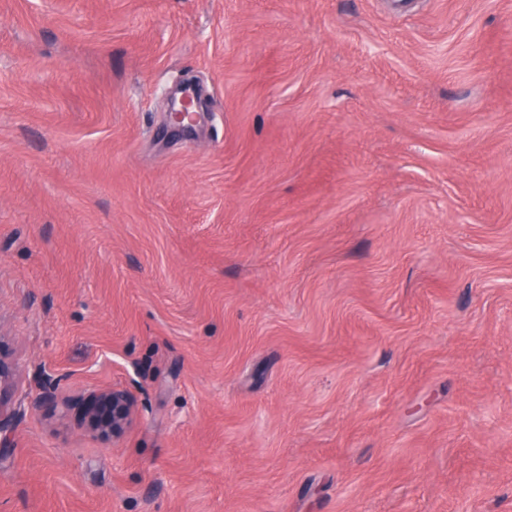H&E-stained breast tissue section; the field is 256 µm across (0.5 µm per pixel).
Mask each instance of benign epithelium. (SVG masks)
<instances>
[{"label": "benign epithelium", "instance_id": "obj_1", "mask_svg": "<svg viewBox=\"0 0 512 512\" xmlns=\"http://www.w3.org/2000/svg\"><path fill=\"white\" fill-rule=\"evenodd\" d=\"M171 125L182 130L194 127L200 117L201 103L187 95L171 96ZM63 408L75 413L92 433L118 440L132 424L134 398L123 388L93 391L86 396L62 401Z\"/></svg>", "mask_w": 512, "mask_h": 512}]
</instances>
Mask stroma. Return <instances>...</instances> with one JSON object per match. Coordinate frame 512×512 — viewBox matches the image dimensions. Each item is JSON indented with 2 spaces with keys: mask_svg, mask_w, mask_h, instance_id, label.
<instances>
[{
  "mask_svg": "<svg viewBox=\"0 0 512 512\" xmlns=\"http://www.w3.org/2000/svg\"><path fill=\"white\" fill-rule=\"evenodd\" d=\"M0 355V512H512V0H0ZM177 101L179 108H175ZM171 104L172 106L168 113L171 125L182 130L192 129L200 117L201 103L187 95H183L177 100L176 94H173L171 96ZM192 107H194V110L190 111ZM13 367L12 365L0 357V434L7 433L12 429V416L5 415L4 401L2 397L3 390L12 383ZM67 412H74L92 433L118 440L132 424L134 398L123 388L90 392L86 396L62 401Z\"/></svg>",
  "mask_w": 512,
  "mask_h": 512,
  "instance_id": "obj_1",
  "label": "stroma"
}]
</instances>
